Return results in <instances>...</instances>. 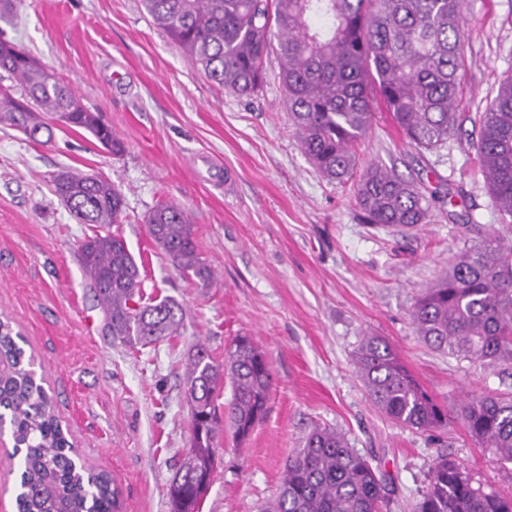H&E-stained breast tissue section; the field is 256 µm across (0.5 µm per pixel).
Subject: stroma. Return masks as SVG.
Here are the masks:
<instances>
[{
    "mask_svg": "<svg viewBox=\"0 0 512 512\" xmlns=\"http://www.w3.org/2000/svg\"><path fill=\"white\" fill-rule=\"evenodd\" d=\"M468 41L457 111L462 136L415 146L377 110L359 166H386L433 201L428 223H367L354 182L320 175L303 154L277 65L252 97L212 83L157 29L140 0H24L0 37L55 68L83 105L121 138L115 155L82 129L54 126L31 141L0 126V316L26 338L80 459L109 473L121 512H170L169 480L190 444L183 372L204 343L216 360L239 336L267 355L268 412L246 442L217 436L219 462L202 512H260L300 440L317 425L391 477L388 512H413L445 454L474 482L512 493L501 461L457 416L435 432L382 415L356 373L362 339L378 336L438 400L512 394V366L425 346L412 308L454 257L502 223L473 145V118L512 75V0H466ZM63 170L98 172L125 196L119 231L144 289L181 305L183 335L140 350L113 339L75 250L90 229L51 191ZM170 201L188 212L208 286L175 269L142 218Z\"/></svg>",
    "mask_w": 512,
    "mask_h": 512,
    "instance_id": "stroma-1",
    "label": "stroma"
}]
</instances>
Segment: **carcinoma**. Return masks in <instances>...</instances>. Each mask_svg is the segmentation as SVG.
<instances>
[{
  "mask_svg": "<svg viewBox=\"0 0 512 512\" xmlns=\"http://www.w3.org/2000/svg\"><path fill=\"white\" fill-rule=\"evenodd\" d=\"M154 24L216 83L250 97L276 55L285 104L300 147L326 179H357L356 198L367 221L383 226L428 223L431 203L414 183L379 165L357 170L356 148L380 106L416 146L436 149L459 127L456 112L466 41L464 0H142ZM0 41V124L35 141L49 130L44 116L63 112L69 128L90 132L118 154L123 143L100 123L56 73L35 58L20 61ZM478 159L503 222L512 223V77L485 111L476 113ZM54 192L80 224L98 227L77 246V259L108 334L130 348L182 335L185 313L169 299H145L143 280L125 239L109 230L125 213L111 181L62 172ZM148 234L180 271L204 284L202 260L187 211L158 204ZM417 336L450 356L512 365V242L491 238L456 258L414 305ZM9 321H0V411L14 454L21 455L17 512H116L112 479L76 463L72 445ZM374 405L394 423L416 431L448 426V407L425 390L398 353L366 336L355 356ZM229 381L224 418L239 441L264 418L272 389L265 354L240 336L217 361L194 346L184 372L191 439L168 484L171 512H200L219 455L216 402ZM467 432L512 462V396L473 398L461 407ZM388 476L335 430L317 427L288 458L276 498L265 512H383ZM416 512H512V496L474 485L458 463L441 455Z\"/></svg>",
  "mask_w": 512,
  "mask_h": 512,
  "instance_id": "obj_1",
  "label": "carcinoma"
}]
</instances>
